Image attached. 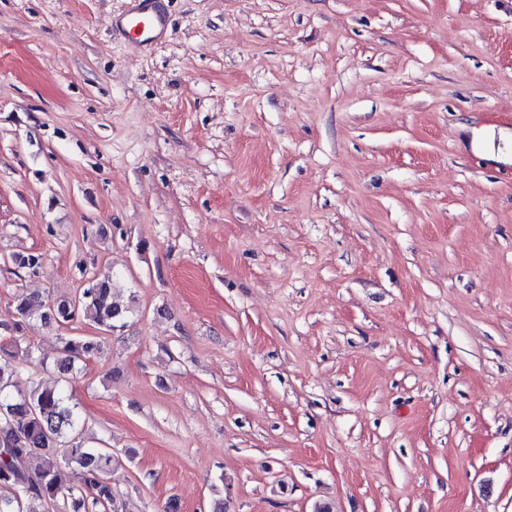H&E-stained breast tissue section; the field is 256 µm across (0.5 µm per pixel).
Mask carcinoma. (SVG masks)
Returning <instances> with one entry per match:
<instances>
[{
  "label": "carcinoma",
  "mask_w": 512,
  "mask_h": 512,
  "mask_svg": "<svg viewBox=\"0 0 512 512\" xmlns=\"http://www.w3.org/2000/svg\"><path fill=\"white\" fill-rule=\"evenodd\" d=\"M7 261L18 269L36 272L41 255L12 253ZM22 323L52 311L49 324L69 328L83 315L98 328H124L130 307L118 300L113 278L91 277L75 296L44 299L38 295L15 297ZM63 356L59 371L69 373L101 351L100 341L89 336H58ZM36 353V347L10 332L0 333V512H128L129 503L112 483L115 457L106 448L84 445L76 406L60 391L29 377L24 390L16 388L20 361ZM39 460L34 471L31 457Z\"/></svg>",
  "instance_id": "cac0c4a2"
}]
</instances>
